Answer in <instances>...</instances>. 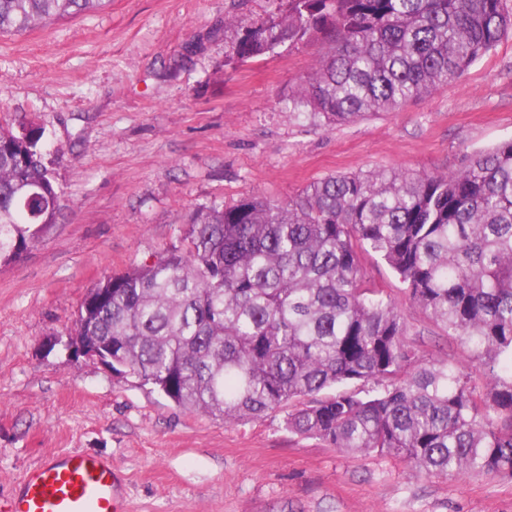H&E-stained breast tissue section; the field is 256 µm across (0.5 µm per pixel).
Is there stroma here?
Instances as JSON below:
<instances>
[{"instance_id": "obj_1", "label": "stroma", "mask_w": 512, "mask_h": 512, "mask_svg": "<svg viewBox=\"0 0 512 512\" xmlns=\"http://www.w3.org/2000/svg\"><path fill=\"white\" fill-rule=\"evenodd\" d=\"M279 0H112L0 35V125L44 128L61 191L44 240L0 270V496L46 455L102 453L128 512H512V480L425 475L288 432L286 410L224 422L68 357L80 303L104 277L164 256L192 210L286 201L336 174L451 173L512 139V33L459 79L405 107L328 127L283 98L328 50L315 37L244 63L240 24ZM362 264L427 360L468 347L410 303L376 255Z\"/></svg>"}]
</instances>
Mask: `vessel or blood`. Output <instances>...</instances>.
Returning a JSON list of instances; mask_svg holds the SVG:
<instances>
[{
    "mask_svg": "<svg viewBox=\"0 0 512 512\" xmlns=\"http://www.w3.org/2000/svg\"><path fill=\"white\" fill-rule=\"evenodd\" d=\"M0 512H127L109 458L87 450L46 456L26 472Z\"/></svg>",
    "mask_w": 512,
    "mask_h": 512,
    "instance_id": "b4317fda",
    "label": "vessel or blood"
}]
</instances>
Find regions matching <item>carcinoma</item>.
<instances>
[{"instance_id": "obj_1", "label": "carcinoma", "mask_w": 512, "mask_h": 512, "mask_svg": "<svg viewBox=\"0 0 512 512\" xmlns=\"http://www.w3.org/2000/svg\"><path fill=\"white\" fill-rule=\"evenodd\" d=\"M242 26L239 62L318 35L330 50L288 96L326 125L398 110L459 78L512 32L506 0H286ZM112 0H0V33ZM43 130L0 128V268L57 223ZM380 257L409 301L469 347L482 384L406 344L366 276ZM112 341L113 373L224 421L286 406L294 435L410 461L427 476L512 480V140L449 174L331 175L296 198L192 211L181 245L91 288L66 343Z\"/></svg>"}]
</instances>
